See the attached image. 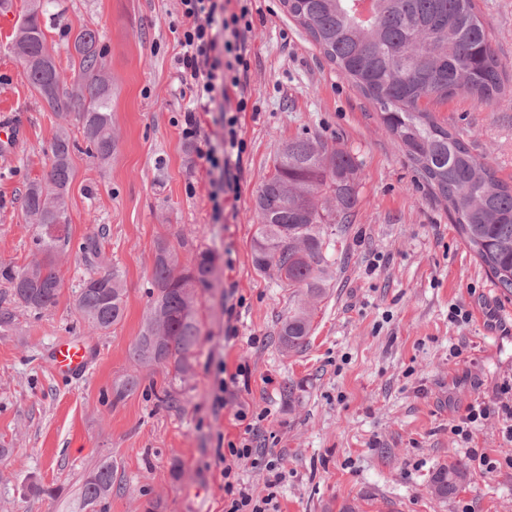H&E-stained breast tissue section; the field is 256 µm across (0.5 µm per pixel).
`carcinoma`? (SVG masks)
<instances>
[{"mask_svg": "<svg viewBox=\"0 0 512 512\" xmlns=\"http://www.w3.org/2000/svg\"><path fill=\"white\" fill-rule=\"evenodd\" d=\"M283 0L288 15L336 69L378 109L387 132L405 149L417 174L448 204L464 245L505 294H512V185L469 146L438 123L428 103L456 94L490 103L512 94L508 77L492 48V35L475 0ZM43 7L29 8L16 27L13 50L27 80L63 121L81 130L86 151L101 162L112 158V85L103 76L105 60L95 31L83 29L73 41L77 66L72 75L56 61H41L47 46ZM78 148L68 133L50 146V170L31 182L23 196L27 215L38 221L34 244L41 259L24 267L0 265V280L10 299L0 300V329L9 328L18 306L40 311L57 303L61 278L58 259L70 243L66 198L73 179L72 154ZM358 165L350 152L315 136H297L277 149L273 169L254 195L256 230L252 262L260 273L274 270L294 301L279 327L281 349L300 353L308 344L315 305L325 295L335 259L327 251L328 231H341L358 201ZM87 262L102 261L99 241L80 246ZM216 257L197 250L188 265L169 241L157 242L154 289L131 358L140 369H166L167 398L183 389L201 344L195 308L198 291L211 287ZM287 275H282V272ZM93 331L108 330L125 312V288L117 270L83 281L74 299ZM467 478L457 461L431 478L435 497L455 495ZM114 468L103 464L85 481L82 509L95 507L114 485Z\"/></svg>", "mask_w": 512, "mask_h": 512, "instance_id": "obj_1", "label": "carcinoma"}]
</instances>
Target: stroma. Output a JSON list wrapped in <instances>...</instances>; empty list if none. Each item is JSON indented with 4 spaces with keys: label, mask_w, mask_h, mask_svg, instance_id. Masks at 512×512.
I'll return each instance as SVG.
<instances>
[{
    "label": "stroma",
    "mask_w": 512,
    "mask_h": 512,
    "mask_svg": "<svg viewBox=\"0 0 512 512\" xmlns=\"http://www.w3.org/2000/svg\"><path fill=\"white\" fill-rule=\"evenodd\" d=\"M254 28L240 118L245 151L240 195L215 218L210 175L200 154L215 131L182 135L188 94L179 79L180 0H51L47 42L64 72L74 69L75 35L97 31L112 85L118 146L102 163L75 152L67 198L71 248L60 259L55 306L20 307L0 331V512H79L86 479L101 465L116 469V488L100 512H224L217 450L243 427L217 402L224 374L245 367L236 401L262 416L266 446L283 456L280 512H512V470L471 473L457 494L437 499L430 478L467 460L512 450L497 419L470 440L450 431L468 405L493 403L512 375V295L501 292L463 244L448 208L419 179L404 149L384 128L373 103L340 75L292 21L281 0H252ZM493 47L512 71V0H477ZM30 0L0 9V122L21 137L0 163V264L37 260L34 224L22 197L44 179L50 145L62 124L32 89L12 50V33ZM498 179L512 185V95L491 103L456 95L431 106ZM317 135L348 150L359 167L351 222L333 235L336 259L313 316L306 349L285 354L277 322L289 291L255 270L251 241L254 194L289 138ZM97 238L104 261L85 262L78 246ZM185 239L212 250L213 286L195 299L202 332L193 377L169 400L165 369L136 371L130 349L153 289L155 243ZM117 269L125 313L90 333L74 297L96 269ZM470 311L454 323L450 307ZM91 338L96 358L80 380L60 378L47 352L59 337ZM469 344V351H450ZM137 373L141 386L115 391ZM297 386L287 397V383Z\"/></svg>",
    "instance_id": "stroma-1"
}]
</instances>
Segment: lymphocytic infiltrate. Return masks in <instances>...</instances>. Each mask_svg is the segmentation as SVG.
<instances>
[{
	"label": "lymphocytic infiltrate",
	"instance_id": "f902f5d3",
	"mask_svg": "<svg viewBox=\"0 0 512 512\" xmlns=\"http://www.w3.org/2000/svg\"><path fill=\"white\" fill-rule=\"evenodd\" d=\"M183 16L178 35L181 82L189 91L191 109L186 114L183 134L195 138L200 133L199 113L219 112L223 115V134L202 157L211 175V199L216 212H223L224 201L237 197L239 185L232 176L239 166L245 145L239 134L240 114L246 111L248 101L243 94L248 72L247 42L253 30L250 0H180ZM497 416L502 432L512 442V378L498 387L497 402L470 404L451 431L469 438L474 424ZM245 425L244 438L228 442V455L219 456L224 479V512H279L275 493L285 474L279 459L266 461L267 492L257 495L241 482L236 470L244 464H256L262 453L261 432L248 423L244 409L234 413Z\"/></svg>",
	"mask_w": 512,
	"mask_h": 512
}]
</instances>
